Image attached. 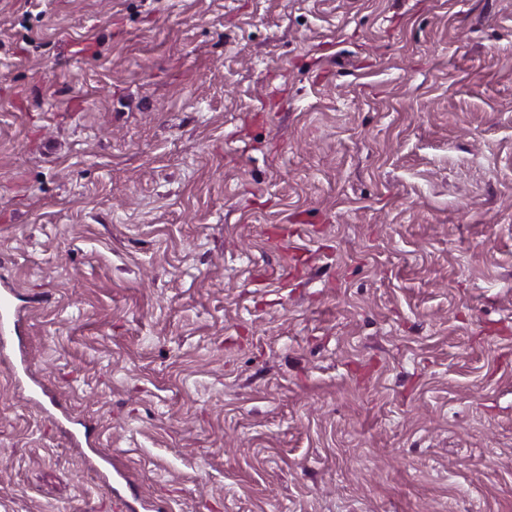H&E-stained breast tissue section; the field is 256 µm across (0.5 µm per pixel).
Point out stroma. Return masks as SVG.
Instances as JSON below:
<instances>
[{
    "mask_svg": "<svg viewBox=\"0 0 512 512\" xmlns=\"http://www.w3.org/2000/svg\"><path fill=\"white\" fill-rule=\"evenodd\" d=\"M0 512H512V0H0Z\"/></svg>",
    "mask_w": 512,
    "mask_h": 512,
    "instance_id": "35a3bbf8",
    "label": "stroma"
}]
</instances>
